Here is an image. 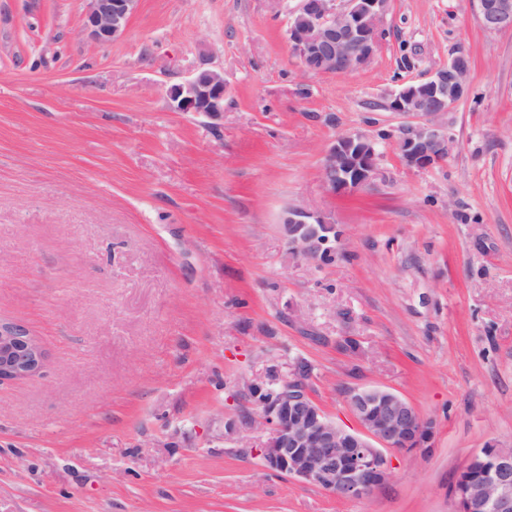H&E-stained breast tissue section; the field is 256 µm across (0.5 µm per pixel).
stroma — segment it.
Wrapping results in <instances>:
<instances>
[{
	"label": "stroma",
	"instance_id": "stroma-1",
	"mask_svg": "<svg viewBox=\"0 0 512 512\" xmlns=\"http://www.w3.org/2000/svg\"><path fill=\"white\" fill-rule=\"evenodd\" d=\"M297 4L139 0L98 43L86 0H0V320L49 353L0 382V512H451L470 456L512 446V31L392 0L370 62L322 76L288 42ZM460 50L448 158L407 168L385 102ZM202 68L223 112L174 111ZM353 132L389 138L337 195L322 166ZM291 205L343 230L332 262L289 254ZM297 357L338 424L350 389H386L427 449L361 499L263 470L224 432L252 410L236 384Z\"/></svg>",
	"mask_w": 512,
	"mask_h": 512
}]
</instances>
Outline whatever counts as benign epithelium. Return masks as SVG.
<instances>
[{"mask_svg": "<svg viewBox=\"0 0 512 512\" xmlns=\"http://www.w3.org/2000/svg\"><path fill=\"white\" fill-rule=\"evenodd\" d=\"M89 36L106 43L126 30L139 0H87ZM484 29L512 30V0H471ZM389 0H298L288 24V41L303 68L314 74L352 72L366 64L385 35ZM470 58L459 51L428 79L405 86L388 106L417 118L400 129L397 145L410 168L428 169L448 157V114L468 91ZM177 112L217 115L224 111V73L197 72L168 91ZM377 140L364 133L343 135L328 149L322 177L334 193L369 185L377 173ZM288 251L314 262L332 251L324 220L305 206L288 208L281 219ZM47 356L32 336L16 334L0 321V381L38 374ZM266 384L245 381L240 394L253 401L255 414L228 424L227 432L246 447L259 449L263 466L298 481L318 485L338 498H362L386 484L389 451L412 452L424 446L431 423L401 396L379 388H354L347 404L359 429L337 424L310 397L308 381L295 371L277 391L259 398ZM264 438L254 442L250 434ZM453 512H512V448L491 443L471 455L452 489Z\"/></svg>", "mask_w": 512, "mask_h": 512, "instance_id": "benign-epithelium-1", "label": "benign epithelium"}]
</instances>
